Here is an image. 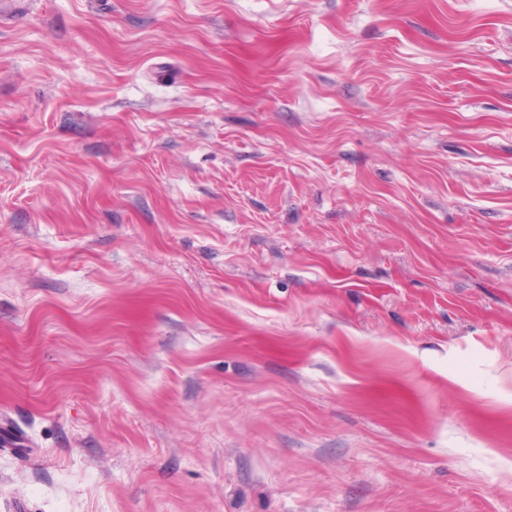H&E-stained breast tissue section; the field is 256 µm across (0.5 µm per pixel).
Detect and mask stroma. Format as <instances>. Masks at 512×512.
I'll return each instance as SVG.
<instances>
[{
    "mask_svg": "<svg viewBox=\"0 0 512 512\" xmlns=\"http://www.w3.org/2000/svg\"><path fill=\"white\" fill-rule=\"evenodd\" d=\"M0 512H512V0H12Z\"/></svg>",
    "mask_w": 512,
    "mask_h": 512,
    "instance_id": "stroma-1",
    "label": "stroma"
}]
</instances>
